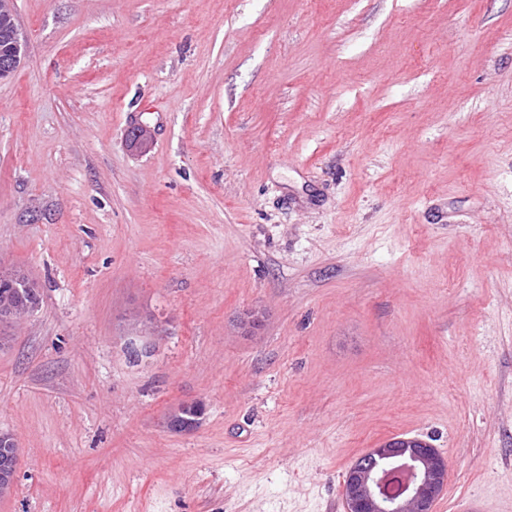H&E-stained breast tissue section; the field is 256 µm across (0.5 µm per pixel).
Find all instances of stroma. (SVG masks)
I'll return each mask as SVG.
<instances>
[{
    "mask_svg": "<svg viewBox=\"0 0 512 512\" xmlns=\"http://www.w3.org/2000/svg\"><path fill=\"white\" fill-rule=\"evenodd\" d=\"M15 6L0 512H346L395 436L512 512V0ZM205 405L201 401L190 402L175 409L169 416L171 428L187 431L194 429L204 415Z\"/></svg>",
    "mask_w": 512,
    "mask_h": 512,
    "instance_id": "1",
    "label": "stroma"
}]
</instances>
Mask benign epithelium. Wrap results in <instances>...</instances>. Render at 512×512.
<instances>
[{"mask_svg": "<svg viewBox=\"0 0 512 512\" xmlns=\"http://www.w3.org/2000/svg\"><path fill=\"white\" fill-rule=\"evenodd\" d=\"M0 19L9 28V50L0 54V80L13 75L25 57V39L15 19L14 0H0ZM25 285L15 269L0 266V286ZM201 401L175 409L171 428L194 429L204 415ZM448 475L440 452L418 438H392L371 449L349 469L342 485L347 512H433Z\"/></svg>", "mask_w": 512, "mask_h": 512, "instance_id": "benign-epithelium-1", "label": "benign epithelium"}]
</instances>
